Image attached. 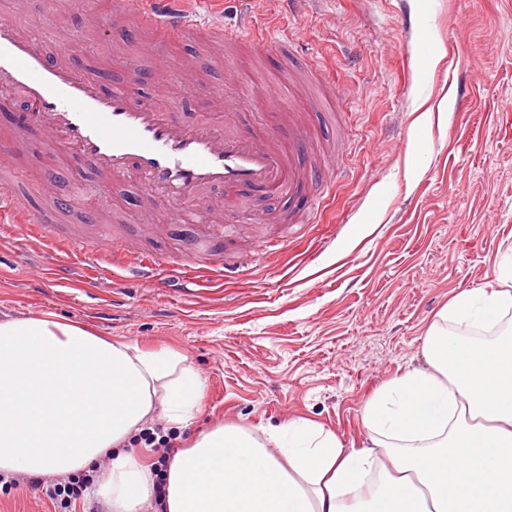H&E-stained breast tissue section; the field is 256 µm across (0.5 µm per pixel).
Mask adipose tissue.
I'll list each match as a JSON object with an SVG mask.
<instances>
[{"label": "adipose tissue", "instance_id": "1", "mask_svg": "<svg viewBox=\"0 0 512 512\" xmlns=\"http://www.w3.org/2000/svg\"><path fill=\"white\" fill-rule=\"evenodd\" d=\"M511 313L506 255L427 328L426 368L367 399L361 447L304 420L219 425L171 455L165 512H512V331L476 342L450 328ZM203 391L180 352L52 312L0 319V477L89 472L109 512H150L154 476L128 445L159 421L187 426Z\"/></svg>", "mask_w": 512, "mask_h": 512}]
</instances>
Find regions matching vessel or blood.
Instances as JSON below:
<instances>
[{"instance_id": "b4317fda", "label": "vessel or blood", "mask_w": 512, "mask_h": 512, "mask_svg": "<svg viewBox=\"0 0 512 512\" xmlns=\"http://www.w3.org/2000/svg\"><path fill=\"white\" fill-rule=\"evenodd\" d=\"M186 0H114L102 28L126 24L149 26L162 45L193 38L199 52L196 64L208 68L212 44L254 41L257 25L252 16L234 27H217L197 19ZM28 103L23 117H10L13 127L40 131L50 150L65 149L97 175L94 192L101 193L116 179L136 171L144 191L169 203L195 204L208 192L221 191L230 200L248 192L287 200L285 222L299 223V210L317 211L322 197L316 185L325 183L324 168H306L311 131L292 128L289 148L276 137L257 139L250 133L217 129L202 120L184 125L169 119L139 86L115 78L112 71L93 68L77 56L48 54L40 40L10 20H0V94ZM8 213L25 238L52 243L64 263L55 265L60 280L81 277L84 267L108 273L118 267L130 274L152 275L167 267L192 274L197 254L184 258H155L133 251L122 240L87 239L57 232L36 215L27 194L12 184L0 183V214ZM235 222L225 210L222 223L210 225L200 239L208 246L207 268L223 274L224 240Z\"/></svg>"}]
</instances>
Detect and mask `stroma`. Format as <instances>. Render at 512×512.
<instances>
[{
  "label": "stroma",
  "instance_id": "obj_1",
  "mask_svg": "<svg viewBox=\"0 0 512 512\" xmlns=\"http://www.w3.org/2000/svg\"><path fill=\"white\" fill-rule=\"evenodd\" d=\"M248 8L267 31L263 47L212 45L215 60L199 75L205 90L189 101L166 75L191 72V42L102 31L77 0H45L41 11L0 0V19L41 34L49 53L79 54L120 78L152 71L146 93L184 124L223 123L210 98L222 91L242 101L255 135L287 134L288 113L265 107L248 73L288 86L318 62L333 112L319 129L337 162L312 223H281L279 200L236 202L238 232L224 256L240 268L233 279L199 270L183 288L92 270L64 284L50 271V246L28 244L17 228L0 235V318L50 311L186 355L205 388L180 440L223 422L257 432L306 419L358 446L366 400L424 366L421 338L437 313L492 282L512 251V0H250ZM0 146L20 168L0 171V182L19 181L65 232L91 238L108 224L132 248L181 256L213 221L201 212L172 222L174 206L145 194L133 172L109 196L77 193L75 180L90 182L91 170L49 152L37 134L18 144L0 124ZM277 240L280 250L261 253L260 242Z\"/></svg>",
  "mask_w": 512,
  "mask_h": 512
}]
</instances>
